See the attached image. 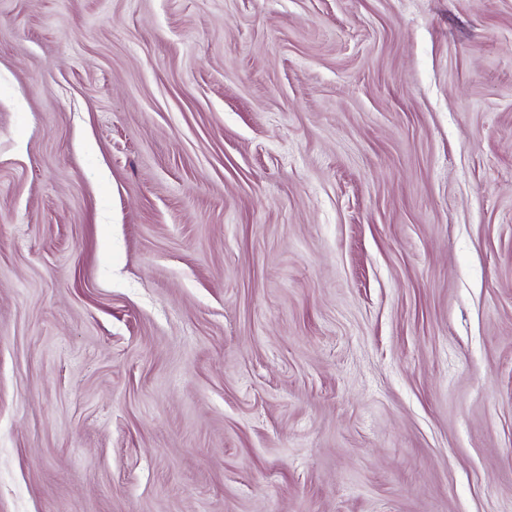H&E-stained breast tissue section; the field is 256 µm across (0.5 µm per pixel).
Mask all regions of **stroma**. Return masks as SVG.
Returning a JSON list of instances; mask_svg holds the SVG:
<instances>
[{
    "instance_id": "1",
    "label": "stroma",
    "mask_w": 512,
    "mask_h": 512,
    "mask_svg": "<svg viewBox=\"0 0 512 512\" xmlns=\"http://www.w3.org/2000/svg\"><path fill=\"white\" fill-rule=\"evenodd\" d=\"M0 512H512V0H0Z\"/></svg>"
}]
</instances>
